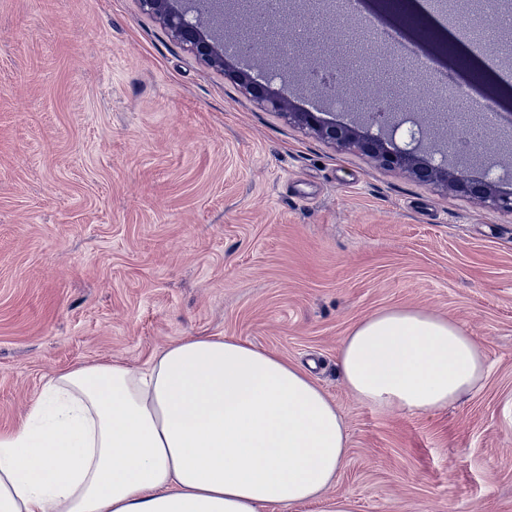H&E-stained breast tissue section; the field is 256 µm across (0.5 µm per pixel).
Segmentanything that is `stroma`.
Instances as JSON below:
<instances>
[{"instance_id": "1", "label": "stroma", "mask_w": 512, "mask_h": 512, "mask_svg": "<svg viewBox=\"0 0 512 512\" xmlns=\"http://www.w3.org/2000/svg\"><path fill=\"white\" fill-rule=\"evenodd\" d=\"M389 307L467 329L483 388L356 399L343 340ZM201 336L309 368L349 435L327 499L512 512V216L265 110L138 0H0V433L54 372Z\"/></svg>"}]
</instances>
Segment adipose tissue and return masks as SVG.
I'll return each mask as SVG.
<instances>
[{
    "label": "adipose tissue",
    "instance_id": "adipose-tissue-1",
    "mask_svg": "<svg viewBox=\"0 0 512 512\" xmlns=\"http://www.w3.org/2000/svg\"><path fill=\"white\" fill-rule=\"evenodd\" d=\"M339 370L362 402L428 414L481 389L469 332L411 308L355 324ZM348 433L288 360L226 336L171 342L143 369L119 360L49 375L0 434V512H261L317 500Z\"/></svg>",
    "mask_w": 512,
    "mask_h": 512
}]
</instances>
